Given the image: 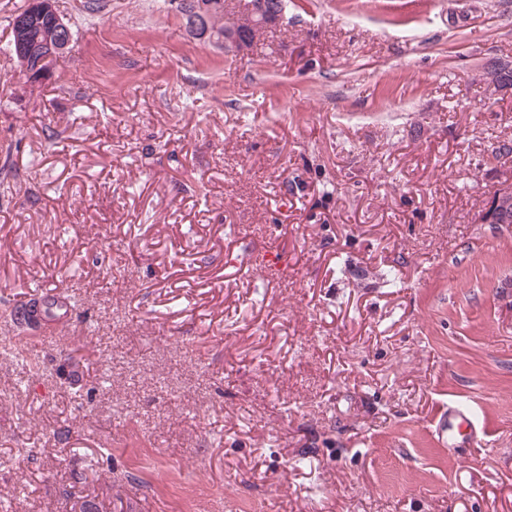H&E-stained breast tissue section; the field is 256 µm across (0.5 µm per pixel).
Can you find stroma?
Wrapping results in <instances>:
<instances>
[{
    "label": "stroma",
    "instance_id": "35a3bbf8",
    "mask_svg": "<svg viewBox=\"0 0 512 512\" xmlns=\"http://www.w3.org/2000/svg\"><path fill=\"white\" fill-rule=\"evenodd\" d=\"M53 2L32 87L0 0V512H512V0H288L244 55ZM480 217L483 224H512V181L498 185Z\"/></svg>",
    "mask_w": 512,
    "mask_h": 512
}]
</instances>
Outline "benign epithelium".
I'll return each mask as SVG.
<instances>
[{
    "label": "benign epithelium",
    "mask_w": 512,
    "mask_h": 512,
    "mask_svg": "<svg viewBox=\"0 0 512 512\" xmlns=\"http://www.w3.org/2000/svg\"><path fill=\"white\" fill-rule=\"evenodd\" d=\"M178 7L193 36L208 40L220 48H231L238 53L248 51V41L236 34L227 33L219 41L209 36L207 9L210 4L204 0H178ZM53 10V0H29L27 12L14 21L10 52L16 57L21 72L31 85L41 83L68 54L70 29L63 21H58L52 40H41L29 34L32 22ZM267 11L280 19L285 13V5L281 0H274L270 4L266 0H254L250 3L249 10L236 16L237 26L243 30L251 27L257 17ZM480 221L483 224H512V181L498 185L496 193L488 199Z\"/></svg>",
    "instance_id": "benign-epithelium-1"
}]
</instances>
